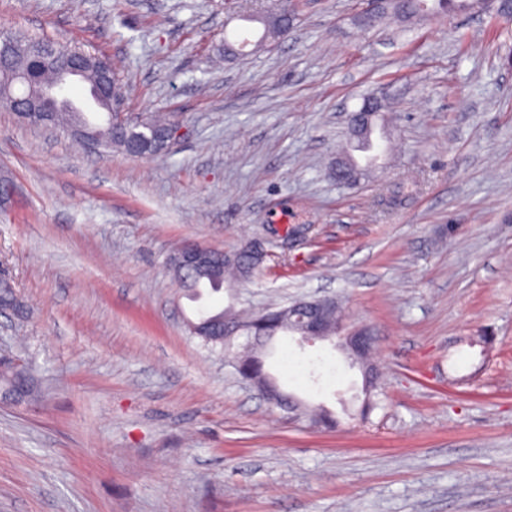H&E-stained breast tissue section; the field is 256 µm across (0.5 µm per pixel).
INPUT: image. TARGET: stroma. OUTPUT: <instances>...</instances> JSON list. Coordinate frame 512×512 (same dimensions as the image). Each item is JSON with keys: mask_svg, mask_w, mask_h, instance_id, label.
Returning a JSON list of instances; mask_svg holds the SVG:
<instances>
[{"mask_svg": "<svg viewBox=\"0 0 512 512\" xmlns=\"http://www.w3.org/2000/svg\"><path fill=\"white\" fill-rule=\"evenodd\" d=\"M246 0H0V34L109 58L128 119L180 133L148 158L90 151L0 105V356L46 396L0 406V512H512V19L359 26L302 0L286 37L217 63ZM389 106L386 161L333 175L347 118ZM269 252L189 300L197 243ZM338 300L377 342L379 404L344 351L277 336L289 417L192 335L199 309ZM212 251L214 249L200 244L187 245L170 258L169 265L174 264L183 270L193 269L206 263Z\"/></svg>", "mask_w": 512, "mask_h": 512, "instance_id": "obj_1", "label": "stroma"}]
</instances>
